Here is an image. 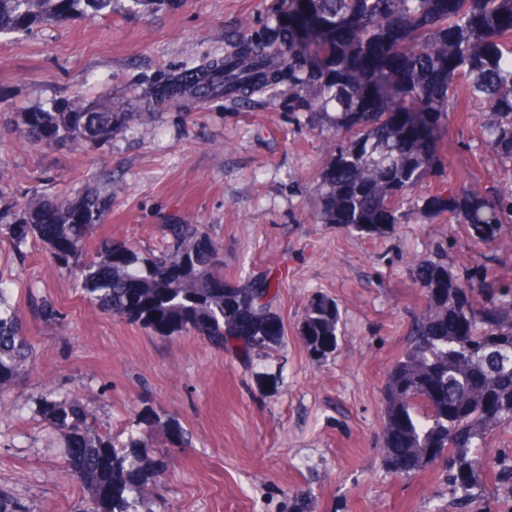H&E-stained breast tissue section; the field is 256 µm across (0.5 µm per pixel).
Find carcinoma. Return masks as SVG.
<instances>
[{
	"mask_svg": "<svg viewBox=\"0 0 512 512\" xmlns=\"http://www.w3.org/2000/svg\"><path fill=\"white\" fill-rule=\"evenodd\" d=\"M282 35L244 38L215 78L226 97L265 93L288 80V105L304 122L336 132L318 175L324 224L384 236L404 223V199L442 173L443 121L472 103L483 119L481 144L512 166V0H280ZM112 0H0V33L46 20L96 18ZM126 112L78 98L54 112H26L28 138L51 146L103 147L128 123ZM447 213L475 243L495 242L512 224V186H451L422 199ZM112 199L86 187L75 197L28 204L6 224L19 243L32 238L56 263L80 268L78 288L95 308L159 336L195 334L237 343L250 359L280 335L271 307L281 278H224L221 241L197 248L203 224H167L164 242L145 255L110 239L92 256L86 242ZM424 306L381 386L380 456L410 475L443 465L448 497L461 512H484L487 473L512 488V456L492 460L489 437L512 429V283L473 267L465 279L433 260L411 267ZM341 315L327 295L309 299L300 334L313 357L336 351ZM33 352L0 286V402ZM39 413L64 435L68 469L88 497L84 512H151L148 484L163 465L133 432L123 441L99 431L78 400L49 388Z\"/></svg>",
	"mask_w": 512,
	"mask_h": 512,
	"instance_id": "1",
	"label": "carcinoma"
}]
</instances>
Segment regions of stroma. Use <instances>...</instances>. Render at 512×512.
I'll return each instance as SVG.
<instances>
[{"label": "stroma", "mask_w": 512, "mask_h": 512, "mask_svg": "<svg viewBox=\"0 0 512 512\" xmlns=\"http://www.w3.org/2000/svg\"><path fill=\"white\" fill-rule=\"evenodd\" d=\"M274 0H162L109 15L0 35V213L28 201L75 196L95 185L112 209L102 238L157 248L165 225H207L224 247V275L279 273L272 304L280 334L246 361L199 336L162 337L89 306L73 272L37 241L0 231V278L26 324L36 360L0 410V488L27 512H82L83 490L67 470L64 440L36 409L46 383L92 408L97 428L133 429L164 460L153 512H285L305 497L309 512H436L441 473L389 471L378 452L387 367L402 351L423 304L408 267L443 258L465 276L481 261L465 230L424 211L416 195L404 224L383 237L315 220L317 175L330 159L331 130L310 129L288 110V90L227 101L170 99L142 114L161 76L223 59L235 38L271 24ZM87 95L130 113L98 149L30 141L24 112L54 110ZM480 110L449 113L443 161L452 179L479 189L512 185L478 143ZM334 298L342 334L315 362L299 334L309 298ZM58 313L45 321L41 309ZM183 429L172 441L159 420Z\"/></svg>", "instance_id": "1"}]
</instances>
